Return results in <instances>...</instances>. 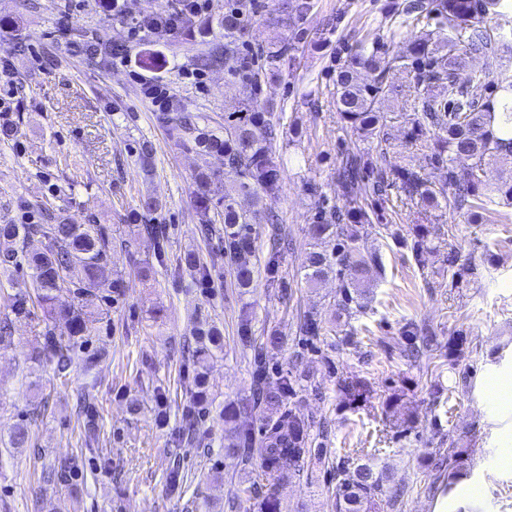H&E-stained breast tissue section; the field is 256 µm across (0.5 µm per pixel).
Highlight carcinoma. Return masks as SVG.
Returning <instances> with one entry per match:
<instances>
[{"label": "carcinoma", "instance_id": "obj_1", "mask_svg": "<svg viewBox=\"0 0 512 512\" xmlns=\"http://www.w3.org/2000/svg\"><path fill=\"white\" fill-rule=\"evenodd\" d=\"M500 0H428L410 3L398 28L419 29L406 41L404 50L393 57L382 52L378 39L360 42L349 53L336 72L333 96L336 109L347 128L363 140L377 144L391 139V120L387 115L394 98L395 86L389 73L395 69L408 73L413 81L412 111L417 113L411 136L435 132L431 147L432 171L429 173L400 166L379 167L374 181L365 182L361 158L353 155L338 170L346 196V205L331 214L317 217L309 232L314 240L305 253L300 273L308 284H315L331 272L340 277L349 271L350 278L341 280L336 306L347 317L363 312L368 304L370 268L377 256L361 245L365 226L372 223L375 211L369 208L370 194L384 195L398 184L406 197L419 199L431 208L464 213L471 217L494 206L512 204V175L498 176L491 182L487 172L503 160H512V79H490L500 59L501 47L508 35L485 25L486 17L496 12ZM260 4L258 0H225L220 25L227 32L224 46L215 45L201 58L204 66L224 64L241 76L245 98V115L224 127V136L216 134L192 136L197 122L190 112L174 115L160 112L157 118L171 124L183 144H194L209 154L224 156L226 174L234 177L237 191L256 197H271L282 189L277 129L273 113L262 110L259 96L264 83L280 78L290 69L304 38L302 28L314 7L313 0H274L269 8V24L275 28L292 25L297 40H272L260 52L252 50V20ZM469 30L467 40L458 38V29ZM75 42L90 58L106 51V43L94 30L82 31ZM481 52L487 65L481 71L467 69L466 57ZM477 85L492 87V95L480 101L470 93ZM459 158L471 161L465 173L457 171ZM224 256L234 265L237 283L249 286L254 252L251 224L255 217L237 210L232 193L224 194ZM48 240L42 250L30 251L27 245L34 238ZM178 265L193 269L200 279L207 280V268L199 256L187 252ZM27 270L30 287L3 297L6 314L0 317V344L11 336V316H27L37 304L47 310L50 323L42 332V343L36 357H46L62 373L74 361L76 348L89 340L93 315L103 302L96 287L108 286L112 299L124 296L125 279L112 272V234L105 224H71L62 217L46 214L41 221L25 224H0V272L10 274ZM187 346L189 360L196 370L195 403L207 400L206 370L215 351L220 349V334L213 327L201 328ZM255 398L253 402L231 401L219 412L224 424L230 425L224 443V459L240 464L257 457L268 467L270 476L295 478L303 465L321 460L325 448H313L308 438L309 423L295 408L286 407L296 394L299 380H310L302 371L291 379L266 370L260 353L254 354ZM341 403L353 406L368 398L367 386L358 379L339 380ZM258 405L271 419L262 439L254 441L251 429L240 423ZM42 413V402L33 403L5 435L0 443L7 448L32 447L31 427ZM199 434L198 413L185 411L180 435L195 440ZM464 448H447L448 485H453ZM76 475L68 463L50 465L43 470V479L66 484ZM337 512H371L383 495L382 477L368 462L351 458L337 469ZM245 500L255 512H280L275 495L256 482L243 488Z\"/></svg>", "mask_w": 512, "mask_h": 512}]
</instances>
